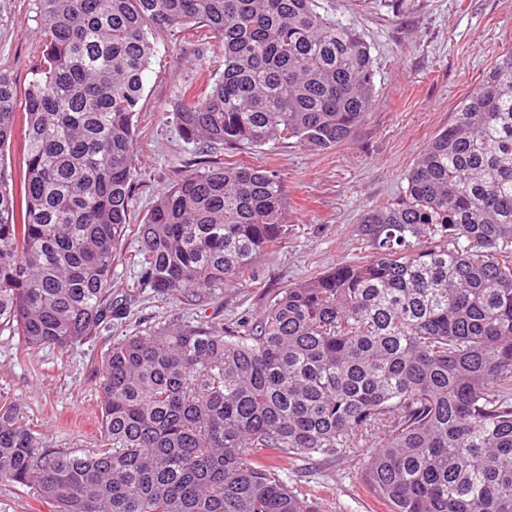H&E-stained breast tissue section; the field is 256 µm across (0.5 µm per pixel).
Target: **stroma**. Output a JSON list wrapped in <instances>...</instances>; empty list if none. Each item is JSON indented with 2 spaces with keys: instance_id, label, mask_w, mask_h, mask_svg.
<instances>
[{
  "instance_id": "obj_1",
  "label": "stroma",
  "mask_w": 512,
  "mask_h": 512,
  "mask_svg": "<svg viewBox=\"0 0 512 512\" xmlns=\"http://www.w3.org/2000/svg\"><path fill=\"white\" fill-rule=\"evenodd\" d=\"M38 0H0V71L18 90L34 78L41 52ZM337 14L354 21L371 46L377 68L376 101L350 141L318 152L289 141L249 155L248 163L275 169L287 197V236L259 263L254 278L230 281L197 310L140 286L137 268L118 262L113 288L131 294L123 325L132 332L165 320L222 323L253 314L269 293L353 258L364 211L398 192L406 171L454 117L502 48L512 45V0H338ZM199 43L184 33L156 43L158 64L140 102L137 140L139 189L131 216H142L186 171L228 160L227 151L198 152L179 134L173 105L186 85L203 88ZM100 342L19 357L17 339L0 334V405H8L39 441L55 448L95 451L101 446L93 354ZM366 451L346 448L332 461L282 460L289 478L304 477L319 512H384L361 487L356 472Z\"/></svg>"
}]
</instances>
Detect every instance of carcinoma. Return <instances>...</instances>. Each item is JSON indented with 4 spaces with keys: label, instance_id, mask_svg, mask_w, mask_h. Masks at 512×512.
<instances>
[{
    "label": "carcinoma",
    "instance_id": "1",
    "mask_svg": "<svg viewBox=\"0 0 512 512\" xmlns=\"http://www.w3.org/2000/svg\"><path fill=\"white\" fill-rule=\"evenodd\" d=\"M43 50L19 97L0 71V332L27 353L126 319L112 269L201 307L286 237L272 168L187 171L133 225L137 118L158 35L223 42L210 89L183 91V139L233 153L348 142L376 69L336 0H38ZM365 211L364 252L268 297L256 317L111 337L96 368L102 448L38 445L0 415V482L61 512H314L275 460L365 448L387 512H512V47Z\"/></svg>",
    "mask_w": 512,
    "mask_h": 512
}]
</instances>
